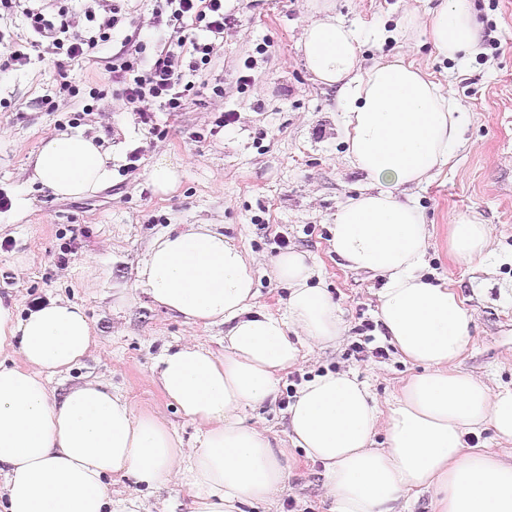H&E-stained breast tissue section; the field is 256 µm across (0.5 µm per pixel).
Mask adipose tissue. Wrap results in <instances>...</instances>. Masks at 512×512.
<instances>
[{
	"label": "adipose tissue",
	"mask_w": 512,
	"mask_h": 512,
	"mask_svg": "<svg viewBox=\"0 0 512 512\" xmlns=\"http://www.w3.org/2000/svg\"><path fill=\"white\" fill-rule=\"evenodd\" d=\"M335 6L315 0L301 48L316 81L347 87V156L373 184L338 207L330 243L349 268L383 278L379 316L419 373L385 410L355 375H315L289 409L290 447H273L243 414L273 398L278 376L302 362L304 347L341 339L336 305L315 284L308 258L288 251L272 262L288 288L284 314L256 309L244 250L212 225L175 224L141 262L138 289L188 327H227L223 352L188 338L153 367L165 399L200 427L194 451L185 453L159 419L109 386L89 382L56 402L48 376L68 372L97 345L84 309L52 300L22 316L0 299V512H140L138 498L113 499L108 483L116 478L148 489L184 480L193 512H245L282 490L296 448L322 464L330 512H389L429 488L434 512H512V465L463 440L485 426L512 440V387L492 391L457 369L470 338L468 311L452 288L428 277V219L402 197L457 151L453 99L401 58L362 69L357 36L336 21ZM420 27L445 57L479 51L472 0H442L427 17L409 15L400 34ZM32 165L34 180L64 198L112 179L111 154L79 132L44 137ZM449 241L467 263L495 250L473 216L450 225Z\"/></svg>",
	"instance_id": "1"
}]
</instances>
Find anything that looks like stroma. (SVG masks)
<instances>
[{
    "instance_id": "1",
    "label": "stroma",
    "mask_w": 512,
    "mask_h": 512,
    "mask_svg": "<svg viewBox=\"0 0 512 512\" xmlns=\"http://www.w3.org/2000/svg\"><path fill=\"white\" fill-rule=\"evenodd\" d=\"M338 21L358 36L362 68L404 58L432 80L448 85L463 123L461 145L448 166L408 190L432 225L426 257L432 278L448 283L472 318V335L459 370L490 390L512 385V0H473L480 51L459 63L440 55L424 31L401 38L408 11L426 16L440 0H335ZM312 0H233V21L213 41L207 69L194 73L197 94L181 112L156 110L164 136L151 134L127 101L113 93L84 109L82 98H61L60 78L80 89L106 83L107 63L126 32L148 31L155 0H126L125 26L94 57L58 68L52 56L32 52L29 64L0 73V192L30 200L25 214L0 210V298L26 313L33 299L82 305L100 342L69 373L50 377L56 400L96 381L127 397L137 410L163 420L193 449L199 432L153 384L159 354L187 336L216 352L224 328L189 330L181 319L154 307L135 287L136 269L152 240L173 224H211L241 246L255 270L254 304L283 312L288 291L270 272L280 237L315 264L336 303L345 334L336 346L306 351L283 375L275 398L246 410L273 445L289 439L287 408L300 385L316 373L356 372L379 401L393 399L416 373L403 361L379 318L380 277L351 270L330 248L337 206L368 184L345 156L343 85L313 81L297 48ZM498 45H489V37ZM253 64V81L238 76ZM58 109L45 111V99ZM234 115L229 129L213 126ZM94 136L112 154V181L97 192L62 198L31 179L29 160L41 140L56 132ZM200 140H191V133ZM139 150L135 170L128 155ZM167 157L181 167L176 190L162 194L149 179L151 164ZM477 216L496 239V256L479 265L457 262L448 226ZM27 264L17 275V260ZM363 351H355L354 343ZM383 347L384 356L374 353ZM140 494L142 512H188L184 487L137 492L131 482L112 485V496ZM321 464H290L283 490L257 512H329Z\"/></svg>"
}]
</instances>
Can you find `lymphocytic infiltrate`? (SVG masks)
Here are the masks:
<instances>
[{
    "instance_id": "f902f5d3",
    "label": "lymphocytic infiltrate",
    "mask_w": 512,
    "mask_h": 512,
    "mask_svg": "<svg viewBox=\"0 0 512 512\" xmlns=\"http://www.w3.org/2000/svg\"><path fill=\"white\" fill-rule=\"evenodd\" d=\"M103 12L98 24L82 33L72 32L67 0H46L32 7L28 0H0V12L22 13L34 38L32 47L44 48L69 63L99 52L123 19L121 0H96ZM156 31L128 34L108 68L112 90L124 97L140 122L153 126L151 104L168 112L183 111L194 90L186 72L206 68L210 62L208 38H220L229 19L224 0H158ZM194 37H186V29Z\"/></svg>"
}]
</instances>
